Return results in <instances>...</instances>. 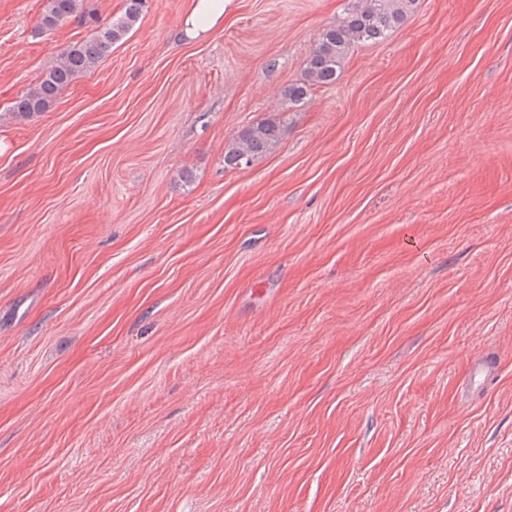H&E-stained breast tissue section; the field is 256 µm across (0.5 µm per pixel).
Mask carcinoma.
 I'll use <instances>...</instances> for the list:
<instances>
[{
    "label": "carcinoma",
    "instance_id": "cac0c4a2",
    "mask_svg": "<svg viewBox=\"0 0 512 512\" xmlns=\"http://www.w3.org/2000/svg\"><path fill=\"white\" fill-rule=\"evenodd\" d=\"M145 0H125L121 16L99 27L83 41L63 48L35 85L10 105L6 115L31 118L48 111L74 79L95 70L112 46L122 41L141 18ZM416 0H352L351 7L320 35L306 59L305 80L292 84L284 98L291 104L306 98L314 85L334 82L344 59L357 43L380 44L400 28ZM83 0H46L39 28L50 31L71 17L84 16ZM281 125L263 120L241 129L224 154L227 166H250L279 144Z\"/></svg>",
    "mask_w": 512,
    "mask_h": 512
}]
</instances>
